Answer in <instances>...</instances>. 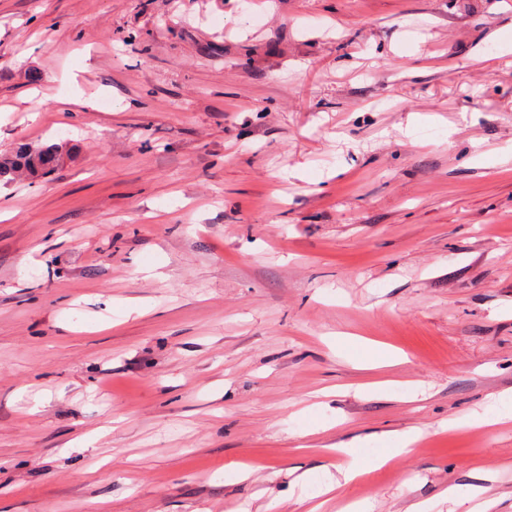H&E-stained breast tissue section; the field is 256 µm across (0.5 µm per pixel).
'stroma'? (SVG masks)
<instances>
[{
  "label": "stroma",
  "instance_id": "obj_1",
  "mask_svg": "<svg viewBox=\"0 0 512 512\" xmlns=\"http://www.w3.org/2000/svg\"><path fill=\"white\" fill-rule=\"evenodd\" d=\"M511 25L0 0V512H512ZM60 148L58 144H23L0 155V179L23 175L37 180L51 176L61 160ZM420 438L419 431H409L404 433L398 443V447L395 448H384L382 452L377 455L373 460H366L359 457L353 448H340V452L344 453L347 458L344 466L340 472L343 475L345 482L351 481L361 475L368 464L374 467H380L387 464L394 457L406 453L410 450L413 445Z\"/></svg>",
  "mask_w": 512,
  "mask_h": 512
}]
</instances>
